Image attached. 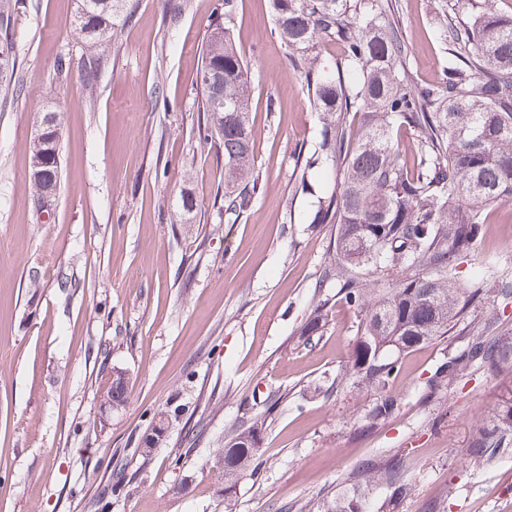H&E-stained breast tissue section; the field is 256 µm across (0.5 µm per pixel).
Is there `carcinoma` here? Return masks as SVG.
<instances>
[{
    "instance_id": "1",
    "label": "carcinoma",
    "mask_w": 512,
    "mask_h": 512,
    "mask_svg": "<svg viewBox=\"0 0 512 512\" xmlns=\"http://www.w3.org/2000/svg\"><path fill=\"white\" fill-rule=\"evenodd\" d=\"M79 0L73 35L82 46L78 67L92 88L108 67L109 48L132 21L131 0ZM274 31L304 74L321 123L315 161L336 184L319 200L316 220L336 225L319 287L332 283L340 299L366 313L345 376L361 392L384 393L363 416L381 425L399 411L388 391L402 359L459 324L480 289L457 286L458 266L479 238L485 211L512 201V16L491 9L463 24L450 17L437 29L448 65L430 84L414 81L408 46L393 0H269ZM15 0H0V89L16 90L13 46ZM237 0H224V24L211 30L197 76L199 140L224 146V218L239 217L259 190L254 174L249 68L233 34ZM323 40L339 45L332 64L317 63ZM412 136L410 153L398 134ZM489 291L512 304V274L493 270ZM328 301L311 311L301 335L328 323ZM487 317L466 344L444 355L425 381L437 394L469 369H512V336L495 334ZM267 426L262 418L215 453L220 492L255 472ZM512 447V398L497 404L469 443L470 461L490 463ZM383 487L403 492L402 465L367 464L322 512H365V497Z\"/></svg>"
}]
</instances>
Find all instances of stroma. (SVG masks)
<instances>
[{
    "label": "stroma",
    "mask_w": 512,
    "mask_h": 512,
    "mask_svg": "<svg viewBox=\"0 0 512 512\" xmlns=\"http://www.w3.org/2000/svg\"><path fill=\"white\" fill-rule=\"evenodd\" d=\"M138 0L95 88L78 68L76 0H19V92L0 93V512H301L335 498L368 460L401 462L407 491L368 495L367 512H512V447L477 468L466 455L512 373L475 367L436 397L424 381L450 330L409 353L391 385L399 411L361 430L370 401L343 382L364 314L329 296V322L303 340L335 227L314 223L334 179L304 170L321 124L269 0H238L234 37L249 64L261 189L235 223L214 203L224 150L200 144L195 75L224 0ZM445 0H397L419 83L448 63L436 35ZM60 112L61 187L51 218L31 203L29 143L39 112ZM315 190L302 193L301 176ZM196 200L180 209L182 194ZM512 272V202L493 207L461 288ZM128 403L101 416L112 369ZM165 441L139 450L174 407ZM265 415L263 466L231 497L217 448ZM128 484L113 494L118 476Z\"/></svg>",
    "instance_id": "35a3bbf8"
}]
</instances>
